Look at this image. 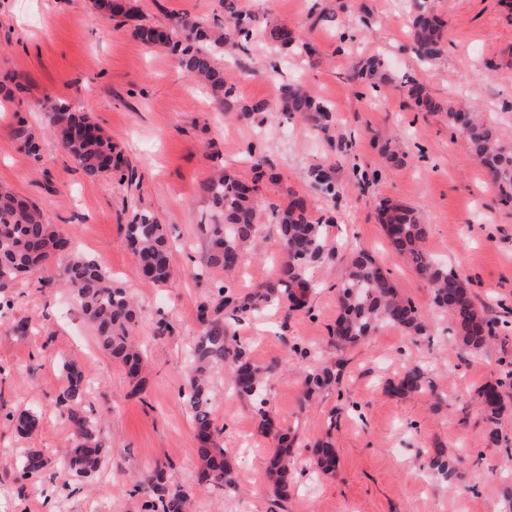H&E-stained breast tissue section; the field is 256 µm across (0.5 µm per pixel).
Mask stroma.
<instances>
[{
  "label": "stroma",
  "mask_w": 512,
  "mask_h": 512,
  "mask_svg": "<svg viewBox=\"0 0 512 512\" xmlns=\"http://www.w3.org/2000/svg\"><path fill=\"white\" fill-rule=\"evenodd\" d=\"M340 2L239 0L258 23L300 29L316 54L278 52L257 38L227 66L241 104L270 99L276 83L302 78L335 108L328 139L294 119L258 124L219 110L208 90L177 70L166 47L144 44L131 25L103 17L89 0H0V70L15 72L22 84L0 112V183L35 202L130 288L145 310L133 332L146 356L143 382H132L98 347L71 294L41 287L34 275L8 290L10 305L0 309V512H145L132 477L162 463L170 464L174 481L193 487L197 443L185 365L199 330L196 306L224 277L192 275L206 247L199 227L215 213L201 185L220 165L251 179L259 158L278 174L260 184L265 253L245 255L233 287L245 293L276 276L282 252L270 208L287 204L292 192L314 211L333 212L327 235L339 256L313 267L309 311L271 310L231 327L256 364H280L267 394L276 424L297 436L288 499L276 500L262 479L272 437L220 372L212 378L211 406L224 428L220 446L240 460L238 485L223 493L196 489L197 505L206 512H505L512 388L505 390L498 448L485 447V425L470 401L512 367V205L501 203L447 114L420 111L400 83L413 76L435 98L465 100L512 151V9L503 0H426L444 23L443 51L423 63L411 50L417 0H353L348 10ZM130 3L141 23L154 27L178 15H223L219 0ZM371 55L387 59L394 83L375 90L354 78L356 63ZM49 100L92 113L121 154L120 172L89 178L44 136L42 106ZM20 117L43 134L40 158L26 155L12 137ZM391 150L399 163H388ZM324 159L335 164L340 186L329 203L308 178L310 166ZM384 199L412 207L427 228L426 251L470 279L476 305L497 321L498 339L487 352L475 357L458 345L447 315L434 313L427 283L391 251L377 219ZM136 209L155 215L175 243V275L165 285L142 280L121 241L120 227ZM357 249L372 252L427 319L426 334L385 325L336 349L330 330L341 258ZM21 318L31 324L24 336L12 331ZM160 320L171 325L161 336ZM336 359L343 362L339 390L304 402L303 371ZM66 361L90 378L85 406L112 445L111 461L90 480L60 468L71 444L55 404ZM416 361L428 372L430 391L388 394L386 382ZM26 408L41 415L30 436L12 423ZM325 435L338 457L328 475L309 466L306 449ZM21 448L43 449L52 467L21 478L13 466ZM440 448L454 461L448 481L427 467Z\"/></svg>",
  "instance_id": "stroma-1"
}]
</instances>
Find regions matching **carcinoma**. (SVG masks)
<instances>
[{"mask_svg":"<svg viewBox=\"0 0 512 512\" xmlns=\"http://www.w3.org/2000/svg\"><path fill=\"white\" fill-rule=\"evenodd\" d=\"M221 4L222 26H210L200 18L185 15L175 18L169 28L138 25L133 34L147 45L169 48L176 67L209 88L219 107L230 110L235 87L226 80L224 65L219 60L224 48L243 50L245 43L260 32L274 50L291 48L311 56L315 49L303 41L298 29L286 25L259 29L254 19L239 10L237 0H221ZM93 7L111 18H126L129 14L125 0H93ZM442 28L443 22L434 12L424 8L417 12L412 42L420 60L430 61L440 54ZM354 75L374 86L389 80L385 62L378 57L364 61L354 70ZM403 84L420 110L448 113L451 127L464 135L470 157L487 172L503 201L512 203V152L503 148L497 130L473 112L461 128L455 120L465 108L433 98L413 77L406 78ZM17 87L15 75L5 72L0 78V98L12 100ZM235 109L246 120L281 114L308 121L328 138L336 124L333 108L297 81L280 85V95L273 107L256 101ZM44 111L52 136L88 177L106 176L120 168L121 159L113 151L112 142L89 115L73 112L62 102L49 104ZM13 136L27 155L39 157L41 137L24 119L16 122ZM310 179L312 188L324 199L336 198L339 187L331 165H313ZM203 191L222 216V223L206 226L207 248L195 270L198 280L209 277L214 269L227 275L236 273L243 263L244 252L257 244L261 232L256 221L257 180L249 182L221 171L204 182ZM272 215L284 254L277 276L247 293L216 285L196 308L200 330L189 349L188 401L199 458L195 480L204 489L217 487L230 491L237 486L235 467L217 444L223 429L219 428L210 407L212 373L225 368L233 388L250 401L264 429L277 438V446L267 458L265 477L279 496L288 495L293 439L289 431L274 429L267 398L268 380L278 364L265 367L254 364L230 333L229 321H240L271 309L284 308L290 313L309 308L315 291L310 270L336 252L324 234V225L334 223L335 219L327 211L315 214L307 200L297 194L286 205L273 207ZM378 218L393 253L429 283L435 308L448 314L452 331L463 349L485 350L496 339L491 333L494 320L476 308L467 281L423 249L426 225L420 223L413 210L389 200L380 202ZM122 243L135 257L143 279L162 285L171 278V245L164 225L154 215L134 211L131 221L123 227ZM62 252L67 253L64 266L55 276L41 280L42 286L63 284L70 288L80 316L94 329L101 347L129 378L142 380L143 358L132 336L134 326L143 318L142 308L94 256L73 248L59 227L45 220L37 205L0 185V293H6L19 279L44 270ZM337 300L341 313L336 319L334 338L339 349L356 343L382 325L402 327L417 334L427 331L417 309L401 296L397 285L365 249L353 252L348 258ZM63 372L65 385L56 397V405L72 434L64 469L86 478L104 469L107 443L99 419L84 407L87 387L83 372L73 363L63 365ZM339 378L337 364L305 371L306 398L335 388ZM428 383L425 369L411 363L397 379L388 383V391L395 396L422 393ZM501 387L500 382L487 384L473 397L486 423L487 448L501 445L499 424L507 408ZM15 424L19 433L31 435L40 425V416L33 410H23L16 415ZM309 450L319 470L328 473L335 469L336 451L329 441L319 440ZM48 465L45 453L35 448L23 449L15 461L16 468L26 477L43 474ZM133 482L134 491L148 497L147 512H188L191 493L170 481L165 468L135 476Z\"/></svg>","mask_w":512,"mask_h":512,"instance_id":"carcinoma-1","label":"carcinoma"}]
</instances>
